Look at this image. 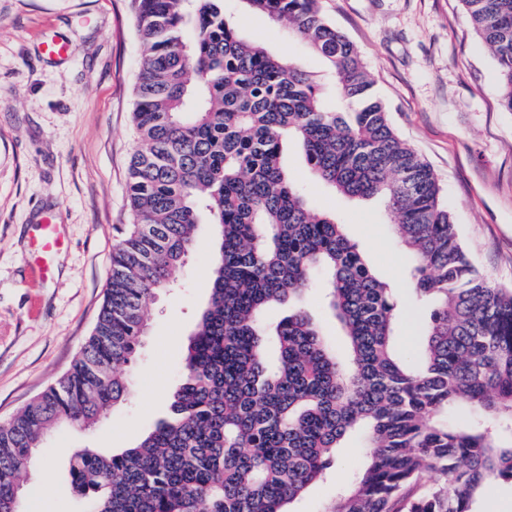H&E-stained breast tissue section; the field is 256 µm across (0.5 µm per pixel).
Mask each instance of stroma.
Returning <instances> with one entry per match:
<instances>
[{
  "mask_svg": "<svg viewBox=\"0 0 512 512\" xmlns=\"http://www.w3.org/2000/svg\"><path fill=\"white\" fill-rule=\"evenodd\" d=\"M357 48L397 135L433 170L474 265L512 287V112L499 104L497 63L461 0H321ZM239 34L299 60L324 82L323 60L285 25L224 0ZM67 42V57L41 51ZM141 60L131 0H0V422L71 367L97 321L112 246L134 215L126 190L132 110ZM284 162L311 205L334 213L398 298L394 346L417 359L429 308L414 298L410 258L382 200L339 198L289 145ZM52 216L66 238L49 277L34 260L33 226ZM214 237L200 231L178 287L150 306L151 327L130 371L132 397L91 429L47 439L28 471L21 512H83L68 485L76 449L135 446L168 415L188 338L210 295ZM359 437L335 473L293 512H324L363 465Z\"/></svg>",
  "mask_w": 512,
  "mask_h": 512,
  "instance_id": "35a3bbf8",
  "label": "stroma"
}]
</instances>
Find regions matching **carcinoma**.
Listing matches in <instances>:
<instances>
[{"label":"carcinoma","mask_w":512,"mask_h":512,"mask_svg":"<svg viewBox=\"0 0 512 512\" xmlns=\"http://www.w3.org/2000/svg\"><path fill=\"white\" fill-rule=\"evenodd\" d=\"M242 2L321 55L332 88L241 38L224 0H133L135 221L112 248L103 304L70 370L0 422V512H19L15 487L49 432L90 428L130 399L125 368L149 304L176 284L205 220L216 238L210 297L170 416L120 453L76 450L70 484L85 512H289L336 470L353 434L367 459L327 512H475L488 484L512 483V289L468 257L429 165L395 133L320 0ZM461 2L512 112V0ZM290 140L341 196L384 201L414 294L433 304L418 360L394 350L390 285L285 169ZM319 274L342 357L304 304ZM274 304L288 315L270 327Z\"/></svg>","instance_id":"obj_1"}]
</instances>
